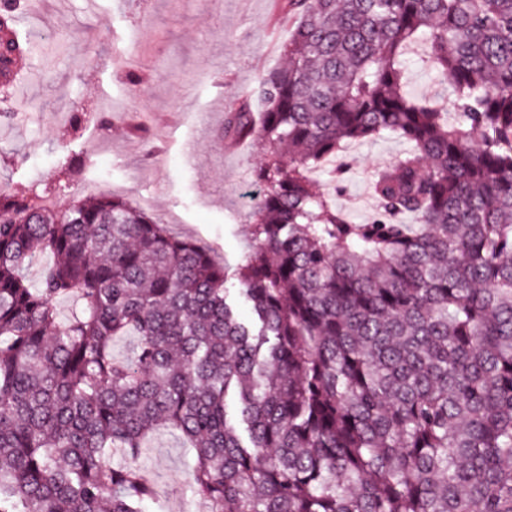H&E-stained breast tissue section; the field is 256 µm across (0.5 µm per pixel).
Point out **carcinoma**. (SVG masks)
I'll use <instances>...</instances> for the list:
<instances>
[{"label": "carcinoma", "mask_w": 512, "mask_h": 512, "mask_svg": "<svg viewBox=\"0 0 512 512\" xmlns=\"http://www.w3.org/2000/svg\"><path fill=\"white\" fill-rule=\"evenodd\" d=\"M283 8L288 64L224 131L264 151L237 269L255 322L208 248L126 200L0 187V512H145L161 426L195 452L197 512H512V0ZM13 18L0 90L28 43ZM417 42L454 124L405 90ZM385 133L410 148L356 224L310 172Z\"/></svg>", "instance_id": "cac0c4a2"}]
</instances>
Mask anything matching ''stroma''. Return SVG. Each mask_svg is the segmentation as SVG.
I'll use <instances>...</instances> for the list:
<instances>
[{
  "label": "stroma",
  "instance_id": "1",
  "mask_svg": "<svg viewBox=\"0 0 512 512\" xmlns=\"http://www.w3.org/2000/svg\"><path fill=\"white\" fill-rule=\"evenodd\" d=\"M270 0H20L15 17L29 34L22 60V104L0 100V182L22 191L53 188L58 207L73 195L153 200L148 213L172 235L208 246L217 262L237 267L250 247L251 212L262 187L251 176L256 140L226 151L230 106L252 95L259 79L284 64L293 24L273 27ZM408 50L407 90L417 99L445 92ZM121 102L107 127L87 110ZM85 113L79 136L66 134ZM407 143L384 134L348 144L336 158L344 174L312 179L353 222L372 220L368 179L393 163ZM83 158L76 178L57 174L64 155ZM194 456L177 431L160 428L144 442L138 465L154 478L146 512H194L187 484Z\"/></svg>",
  "mask_w": 512,
  "mask_h": 512
}]
</instances>
